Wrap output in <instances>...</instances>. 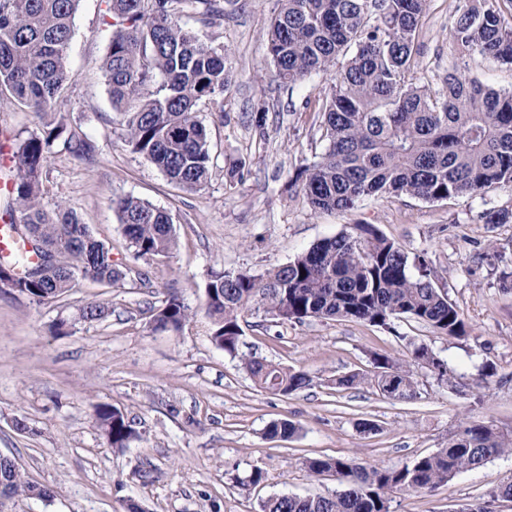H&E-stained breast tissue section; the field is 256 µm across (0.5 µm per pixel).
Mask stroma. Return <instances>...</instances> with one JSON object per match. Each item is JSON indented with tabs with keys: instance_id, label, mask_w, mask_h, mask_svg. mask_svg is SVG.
I'll list each match as a JSON object with an SVG mask.
<instances>
[{
	"instance_id": "35a3bbf8",
	"label": "stroma",
	"mask_w": 512,
	"mask_h": 512,
	"mask_svg": "<svg viewBox=\"0 0 512 512\" xmlns=\"http://www.w3.org/2000/svg\"><path fill=\"white\" fill-rule=\"evenodd\" d=\"M459 0H428L415 56L418 82L456 69L501 91H512V69L487 56H459L449 35ZM103 0H80L68 51V80L54 112L39 117L0 92V160L45 123L89 138L92 161L55 146L44 168V204L62 201L126 273L109 288L79 279L62 300L37 303L0 290V454L31 481L54 491L50 500L19 497L0 512H260L276 494L330 496L335 476L312 475L308 459L350 457L365 465L395 466L443 447L463 419L484 421L512 434V223L490 224L487 211H512V188L432 202L407 195L372 196L346 211L317 213L297 170L324 150L323 114L306 108L322 96L325 74L293 86L274 81L266 34L278 0H224L226 19L217 37L228 50L232 80L223 108L203 103L213 165L205 189L188 192L125 141L103 71L111 30ZM265 112L266 125L254 116ZM134 196L168 211L178 246L170 257L136 256L122 233L117 200ZM372 226L411 255L426 256L436 287L447 292L470 327L468 336L436 335L424 323L399 319L394 332L350 321L309 318L283 322L252 310L241 322L239 357L210 340L206 285L211 273L254 275L287 264L322 239ZM176 291L192 313L179 334L154 330L153 310ZM96 301L105 319L88 322L81 311ZM64 323L65 334L52 330ZM428 344L447 361L454 382L416 371L417 395L393 399L360 385L335 388L336 378L372 368V353L403 356L407 341ZM257 357L308 372L311 388L289 396L255 386L240 361ZM494 368L488 388L476 380ZM111 405L139 433L116 451L96 423ZM26 420L30 433L14 427ZM287 419L299 431L269 439L266 427ZM371 420L379 429L359 432ZM261 467L264 481L242 489L237 480ZM152 472L151 482L139 477ZM512 482V455L490 458L427 493L396 492L390 512H465Z\"/></svg>"
}]
</instances>
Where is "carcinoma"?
I'll list each match as a JSON object with an SVG mask.
<instances>
[{"mask_svg":"<svg viewBox=\"0 0 512 512\" xmlns=\"http://www.w3.org/2000/svg\"><path fill=\"white\" fill-rule=\"evenodd\" d=\"M80 0H0V89L36 113L54 109L64 95L68 48ZM112 37L103 63L112 110L121 117L131 150L180 188L197 192L209 182L211 155L197 107L208 101L224 110L226 50L214 44L224 27L223 0H105ZM267 51L276 81L295 85L345 65L330 77L320 107L324 152L297 178L316 211L346 210L372 195L405 194L442 201L512 187V92L491 89L450 71L436 86L417 85L412 71L416 35L428 0H278ZM501 0H463L451 40L463 54L479 53L512 66V24ZM193 20L190 27L187 20ZM64 126L48 124L14 153L16 175L8 210L41 248L40 262L21 267L24 278L0 276V288L28 290L39 303L57 301L81 275L118 287L126 273L71 207L42 204L43 169ZM78 158L95 151L68 135ZM123 234L141 257L166 258L177 237L171 215L133 196L117 203ZM425 257L365 227L362 234L325 238L288 264L260 276L215 273L206 285L211 342L235 357L240 321L260 305L282 321L332 318L394 330V321H422L437 334L461 338L467 324L458 306L437 288ZM191 313L172 292L152 317L153 329L180 333ZM373 370L339 377L336 385L369 384L396 399L416 396L421 366L451 382L448 362L425 343H411L405 359L371 355ZM254 384L288 396L313 385L312 377L258 358L242 360ZM97 420L109 445L129 447L133 422L102 405ZM297 427L272 423L269 438H289ZM512 454V435L466 420L445 447L402 466H365L353 459L308 460L315 475L331 472L342 486L333 496L279 494L261 512H389L398 491L431 492L457 474L494 456ZM0 481L10 498L29 496L30 481L7 461Z\"/></svg>","mask_w":512,"mask_h":512,"instance_id":"cac0c4a2","label":"carcinoma"}]
</instances>
